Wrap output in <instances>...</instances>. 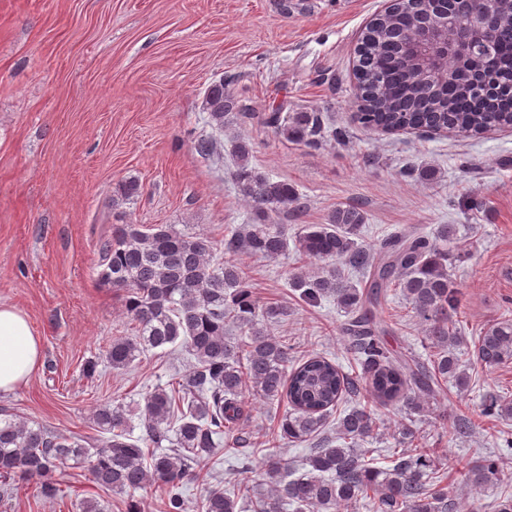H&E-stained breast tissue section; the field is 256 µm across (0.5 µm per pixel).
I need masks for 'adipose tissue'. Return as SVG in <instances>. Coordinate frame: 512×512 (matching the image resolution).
Returning a JSON list of instances; mask_svg holds the SVG:
<instances>
[{
  "label": "adipose tissue",
  "mask_w": 512,
  "mask_h": 512,
  "mask_svg": "<svg viewBox=\"0 0 512 512\" xmlns=\"http://www.w3.org/2000/svg\"><path fill=\"white\" fill-rule=\"evenodd\" d=\"M43 346L27 315L0 304V393L24 383L38 368Z\"/></svg>",
  "instance_id": "ef3b65f1"
}]
</instances>
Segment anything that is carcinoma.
I'll list each match as a JSON object with an SVG mask.
<instances>
[{"mask_svg":"<svg viewBox=\"0 0 512 512\" xmlns=\"http://www.w3.org/2000/svg\"><path fill=\"white\" fill-rule=\"evenodd\" d=\"M422 0H399L363 30L358 41V82L364 92L358 122L387 132L455 131L483 134L512 127V96L485 101L474 95L471 77L448 58L449 78L431 85L404 62V47L417 32ZM460 21L485 24L491 31V54L485 68L503 86L512 83V0H467ZM239 105L224 82L205 97L208 123L218 133ZM287 139L313 143L321 133L318 116L296 112L274 123ZM235 179L252 207L253 219L224 233L223 257H214L210 238L176 230L170 224H113L99 246V280L124 292L127 318L136 335L118 336L106 356L112 370H125L150 349L180 347L194 358L178 387H157L145 396L142 434L131 435L120 406L105 405L92 413L104 434L101 443L65 436L39 424L0 420V493H11L17 478L34 480L44 499L59 492L57 473L87 468L103 490L126 493L155 488L165 512H337L360 505L367 512H448V485L439 480L437 451L418 437L413 414L437 401L442 384L453 379L468 387L453 348L463 341L453 324L457 288L448 275V246L457 241L453 224L432 233L411 230L384 239L379 246L358 243L365 224L356 206L336 209L326 224H306L295 233V249L306 263L342 261L369 280L353 282L338 269L324 275L298 272L289 287L315 306L331 297L349 317L342 332L361 363L353 377L335 361L312 354L291 363L288 345L270 336L263 322L285 314L280 307H260L251 276L235 261L248 253L273 259L288 249V225L274 216L301 198L286 181H273L248 166L250 148L234 146ZM399 291L409 313L419 321L429 345L426 358L395 357L386 348V296ZM240 335L225 336V323ZM476 360L486 368L512 363V321L503 320L477 338ZM250 386L269 402H287L280 438L257 441L266 452L245 458L243 478L226 488L208 485L194 501L183 495L189 479L209 476L215 448L242 443L232 438L243 413L242 389ZM355 401L337 418L336 433L325 432L327 417L346 401ZM400 404L407 413L399 435L405 449L391 456V466L372 465L371 448L359 443L376 435L377 405ZM481 416L512 418V398L491 395ZM168 450L145 452L142 445ZM303 444L305 472L297 475L281 448ZM260 469L271 483L261 491L248 473ZM470 486L479 491L500 481L497 454L463 463Z\"/></svg>","mask_w":512,"mask_h":512,"instance_id":"carcinoma-1","label":"carcinoma"}]
</instances>
